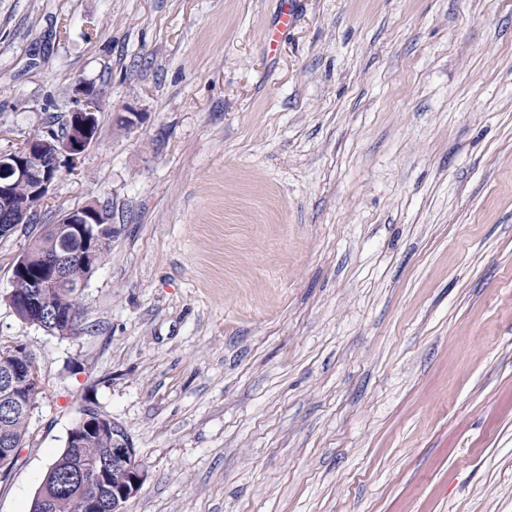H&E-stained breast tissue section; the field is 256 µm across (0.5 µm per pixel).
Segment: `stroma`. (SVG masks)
I'll use <instances>...</instances> for the list:
<instances>
[{
  "instance_id": "stroma-1",
  "label": "stroma",
  "mask_w": 512,
  "mask_h": 512,
  "mask_svg": "<svg viewBox=\"0 0 512 512\" xmlns=\"http://www.w3.org/2000/svg\"><path fill=\"white\" fill-rule=\"evenodd\" d=\"M0 0V152L98 134L0 239L38 404L0 512L90 407L126 512H512V0ZM103 207L77 332L5 299Z\"/></svg>"
}]
</instances>
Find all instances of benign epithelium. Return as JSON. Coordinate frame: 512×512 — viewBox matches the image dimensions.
I'll return each instance as SVG.
<instances>
[{"label": "benign epithelium", "instance_id": "benign-epithelium-1", "mask_svg": "<svg viewBox=\"0 0 512 512\" xmlns=\"http://www.w3.org/2000/svg\"><path fill=\"white\" fill-rule=\"evenodd\" d=\"M96 100L85 92L83 103L68 116L66 132L60 138L34 136L11 152L0 153V236H12L22 224H30L38 206L47 197L59 172L60 157L78 159L96 141L98 133ZM18 184L27 186L24 198L15 195ZM104 223L96 205L72 210L54 228L56 247L48 255L23 253L16 261L11 279L27 276L31 292L24 301L6 294L14 314L28 324L37 325L58 336L73 333L71 315L64 314L55 303L63 292L80 294L88 278L99 267V254L109 233L95 226ZM18 346L4 343L0 352V419L8 420L32 409L24 395L28 388H38L34 363L17 361ZM112 440L106 457L93 461L90 467L80 466L70 471V486L86 492V512H124L125 504L142 488L147 471L132 448L125 430L114 421L88 408L80 423L71 430L70 440L79 447ZM16 449L12 443L0 441V472L8 473L13 466ZM124 466L126 481L115 485L110 481L111 470Z\"/></svg>", "mask_w": 512, "mask_h": 512}]
</instances>
